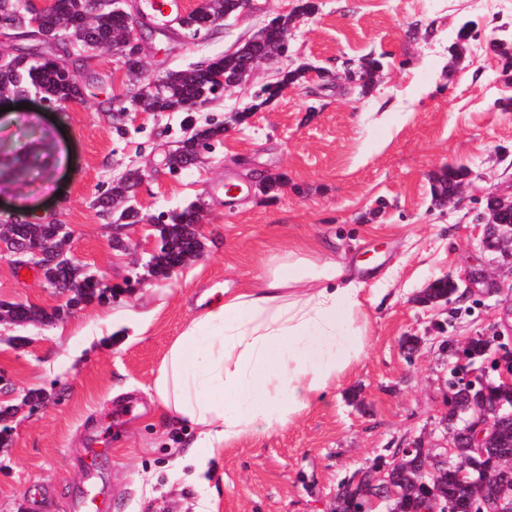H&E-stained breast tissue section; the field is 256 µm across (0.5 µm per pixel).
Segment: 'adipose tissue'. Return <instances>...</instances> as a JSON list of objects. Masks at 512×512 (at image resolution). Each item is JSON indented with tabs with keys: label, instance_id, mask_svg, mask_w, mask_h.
I'll list each match as a JSON object with an SVG mask.
<instances>
[{
	"label": "adipose tissue",
	"instance_id": "adipose-tissue-1",
	"mask_svg": "<svg viewBox=\"0 0 512 512\" xmlns=\"http://www.w3.org/2000/svg\"><path fill=\"white\" fill-rule=\"evenodd\" d=\"M367 302L343 265L301 246L184 326L152 390L167 423L194 430L196 474L209 450L286 426L346 376Z\"/></svg>",
	"mask_w": 512,
	"mask_h": 512
}]
</instances>
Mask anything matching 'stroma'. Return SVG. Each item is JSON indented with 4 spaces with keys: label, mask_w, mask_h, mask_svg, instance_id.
Returning <instances> with one entry per match:
<instances>
[{
    "label": "stroma",
    "mask_w": 512,
    "mask_h": 512,
    "mask_svg": "<svg viewBox=\"0 0 512 512\" xmlns=\"http://www.w3.org/2000/svg\"><path fill=\"white\" fill-rule=\"evenodd\" d=\"M288 54L259 65L195 112H157L117 123L112 100L134 85L104 49L80 52L81 100L45 110L37 96L0 113V140L17 121L39 127L42 166L0 175V222L66 224L68 257L112 290L67 308L39 271L0 260V302L63 314L53 323L0 322V404L13 406L0 445V512H329L356 471L417 438L443 440L448 388L442 346L512 322V255L486 250L479 216L488 196L512 197V71L495 50L512 32V0H314ZM301 0H251L204 37L143 16V57L161 76L223 56ZM476 28L457 38L463 21ZM374 56L383 70L367 93L344 85L347 62ZM306 78L267 103L256 94L278 70ZM246 112L242 122L233 113ZM224 127L191 168L166 155L191 130ZM466 168L451 203L434 177ZM142 170L138 221L113 230L98 195L127 168ZM243 187L233 200L217 185ZM201 208L198 256L165 278L147 264L160 215ZM319 246L364 288L367 346L341 381L268 435L215 452L208 484L185 458L193 436L164 425L150 398L157 370L184 325L227 288L257 276L268 257ZM458 286L446 303H420L440 278ZM420 337L408 354V337ZM105 439L109 453L92 445Z\"/></svg>",
    "instance_id": "stroma-1"
}]
</instances>
